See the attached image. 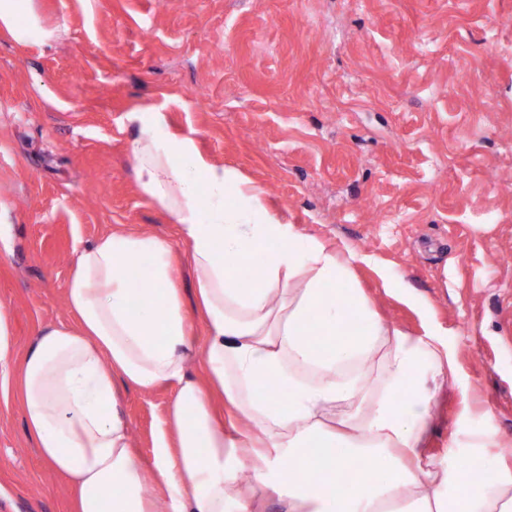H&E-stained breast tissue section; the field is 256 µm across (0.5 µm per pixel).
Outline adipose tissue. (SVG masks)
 I'll list each match as a JSON object with an SVG mask.
<instances>
[{
	"label": "adipose tissue",
	"mask_w": 512,
	"mask_h": 512,
	"mask_svg": "<svg viewBox=\"0 0 512 512\" xmlns=\"http://www.w3.org/2000/svg\"><path fill=\"white\" fill-rule=\"evenodd\" d=\"M0 31L51 37L30 0H0ZM128 119L137 188L178 228L205 342L192 373L172 249L149 233L82 249L72 322L42 328L24 355L0 311V376L73 512H264L271 500L286 512H512V468L490 462L477 480L424 446L453 367L440 330L413 337L385 321L356 279L360 254L305 236L166 112ZM122 385L174 390L152 461L119 410Z\"/></svg>",
	"instance_id": "ef3b65f1"
}]
</instances>
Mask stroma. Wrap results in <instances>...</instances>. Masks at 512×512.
I'll list each match as a JSON object with an SVG mask.
<instances>
[{"label":"stroma","mask_w":512,"mask_h":512,"mask_svg":"<svg viewBox=\"0 0 512 512\" xmlns=\"http://www.w3.org/2000/svg\"><path fill=\"white\" fill-rule=\"evenodd\" d=\"M31 6L49 41L0 34V309L17 350L68 320L77 254L118 227L169 240L194 311L177 226L135 182L127 115L147 103L302 233L363 254L357 279L383 317L415 337L446 330L454 368L426 446L453 463L487 430L483 458L512 468V0ZM171 397L123 394L144 457ZM0 512H70L13 398H0Z\"/></svg>","instance_id":"stroma-1"}]
</instances>
